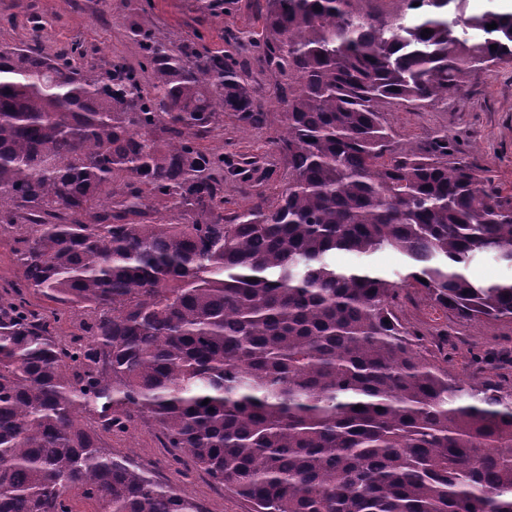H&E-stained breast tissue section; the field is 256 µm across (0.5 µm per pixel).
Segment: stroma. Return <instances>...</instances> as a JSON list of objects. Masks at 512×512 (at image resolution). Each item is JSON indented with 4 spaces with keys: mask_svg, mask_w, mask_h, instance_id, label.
I'll return each mask as SVG.
<instances>
[{
    "mask_svg": "<svg viewBox=\"0 0 512 512\" xmlns=\"http://www.w3.org/2000/svg\"><path fill=\"white\" fill-rule=\"evenodd\" d=\"M264 14L265 0H0V45L33 41L47 54L72 53L99 69L119 60L146 78L151 70L140 35L160 30L172 49L190 45L244 61L243 80L263 120L246 123L225 113L223 127L202 142L224 154V209L232 212L272 204L288 179V163L277 147L281 80L249 46L263 32ZM386 118L396 145L425 146L447 135L454 157L475 167L488 191L512 194V64L473 74L462 92L432 106H388ZM402 317L423 334L427 351L442 348L461 375L477 370L512 380L511 321H464L417 290ZM444 329L449 338L442 346L438 334ZM111 445L114 453L177 484L205 512H252L249 502L216 487L203 471L183 475L170 469L169 451L152 422H136L113 436Z\"/></svg>",
    "mask_w": 512,
    "mask_h": 512,
    "instance_id": "1",
    "label": "stroma"
}]
</instances>
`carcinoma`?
I'll use <instances>...</instances> for the list:
<instances>
[{
	"label": "carcinoma",
	"instance_id": "1",
	"mask_svg": "<svg viewBox=\"0 0 512 512\" xmlns=\"http://www.w3.org/2000/svg\"><path fill=\"white\" fill-rule=\"evenodd\" d=\"M361 2L266 0L288 183L229 219L224 153L199 140L226 110L260 120L238 61L147 33L144 83L0 47V230L22 269L0 302V512H71L75 489L97 512H201L112 454L104 437L143 417L255 512H512V388L425 357L400 315L414 289L512 320V280L463 273L483 253L512 264V194L446 134L395 147L383 113L511 62L512 14ZM386 248L407 259L398 281L331 260ZM73 309L91 319L65 340Z\"/></svg>",
	"mask_w": 512,
	"mask_h": 512
}]
</instances>
